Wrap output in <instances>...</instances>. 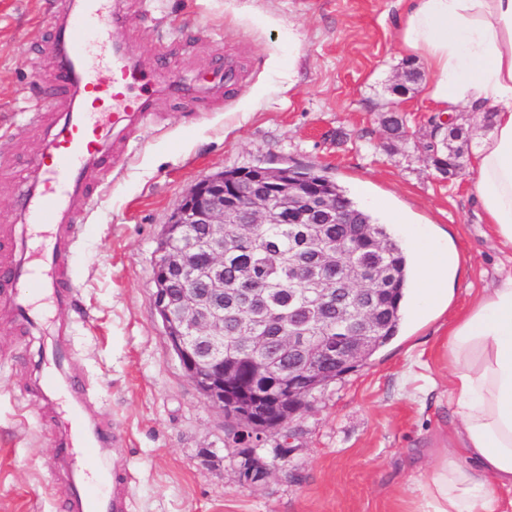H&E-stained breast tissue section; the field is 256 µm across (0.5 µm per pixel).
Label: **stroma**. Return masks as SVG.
I'll return each instance as SVG.
<instances>
[{
    "label": "stroma",
    "instance_id": "stroma-1",
    "mask_svg": "<svg viewBox=\"0 0 512 512\" xmlns=\"http://www.w3.org/2000/svg\"><path fill=\"white\" fill-rule=\"evenodd\" d=\"M54 0H0V225L17 221L31 162L62 125ZM126 16L116 41L135 64L166 74L152 119L125 146L108 191L74 204L80 244L72 262L77 307L40 297L41 329L0 325V512H58L70 479L55 433L67 417L46 411L31 387L42 375L83 370L96 385L92 413L124 437L104 457L132 477L129 512H410L423 472L412 462L453 418L438 358L448 325L487 287L500 254L470 193L472 171L448 180L423 149L433 126L423 60L401 58L396 0H112ZM301 39L288 58V33ZM418 79L394 94L406 66ZM51 112L43 126L34 105ZM407 118L408 141L382 115ZM314 168L376 216L397 213L452 236L462 275L440 315L404 307L398 335L366 364L317 391L310 406L264 437L270 477L241 484L235 420L184 373L156 313L161 230L196 183L232 168ZM75 322L72 358L47 359L58 322Z\"/></svg>",
    "mask_w": 512,
    "mask_h": 512
}]
</instances>
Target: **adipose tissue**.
Segmentation results:
<instances>
[{
  "label": "adipose tissue",
  "instance_id": "obj_1",
  "mask_svg": "<svg viewBox=\"0 0 512 512\" xmlns=\"http://www.w3.org/2000/svg\"><path fill=\"white\" fill-rule=\"evenodd\" d=\"M397 37L422 57L433 111H489L471 157L472 194L502 256L488 288L448 330L441 359L454 419L429 451L412 512H512V0H407ZM415 243L417 312L439 306L457 253L406 227Z\"/></svg>",
  "mask_w": 512,
  "mask_h": 512
}]
</instances>
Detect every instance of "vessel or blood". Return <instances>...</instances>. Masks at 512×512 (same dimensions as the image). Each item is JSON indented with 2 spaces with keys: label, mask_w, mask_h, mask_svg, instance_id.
I'll list each match as a JSON object with an SVG mask.
<instances>
[{
  "label": "vessel or blood",
  "mask_w": 512,
  "mask_h": 512,
  "mask_svg": "<svg viewBox=\"0 0 512 512\" xmlns=\"http://www.w3.org/2000/svg\"><path fill=\"white\" fill-rule=\"evenodd\" d=\"M108 0H55L66 30L95 32L104 39L109 28L127 19L109 12ZM86 45L70 53V66L61 72L62 85L75 88L87 105L68 109L62 127L47 148L32 162L34 178L19 199L25 227L36 243L0 258V281L11 285L0 299V321L38 325L36 310L22 284L42 288L61 309H74L75 284L71 261L78 248L80 229L73 203L95 190H106L107 177L124 165L128 155L117 141L119 133L133 134L150 116L149 86L155 75L141 71L123 48L104 49L109 77H101L85 66ZM90 389L85 376H74L68 387L72 398L74 430L58 434L56 453L69 457L74 449H86L88 465L96 480L64 491L69 512H127L131 478L128 472L110 468L102 449L119 445L122 437L104 420L85 418L81 399Z\"/></svg>",
  "instance_id": "obj_1"
}]
</instances>
